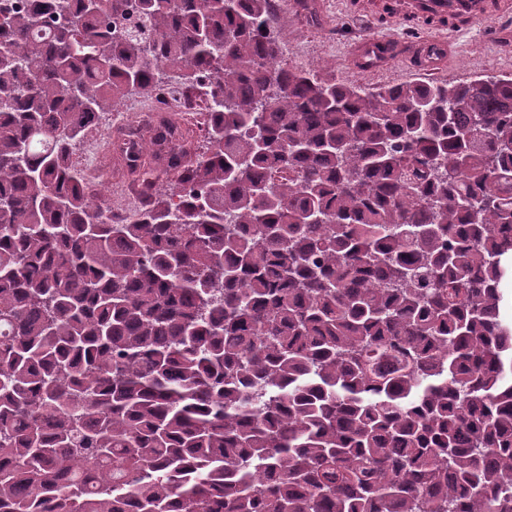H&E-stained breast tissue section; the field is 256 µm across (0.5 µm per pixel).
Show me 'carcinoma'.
<instances>
[{"label":"carcinoma","mask_w":512,"mask_h":512,"mask_svg":"<svg viewBox=\"0 0 512 512\" xmlns=\"http://www.w3.org/2000/svg\"><path fill=\"white\" fill-rule=\"evenodd\" d=\"M0 512H512V76L370 91L271 0L0 4ZM210 106L115 152L94 120ZM200 103L201 98L196 92L184 93V104L180 117L183 127L189 132L188 139L184 143L187 152H190L205 130V112L207 110L204 114H199L197 110Z\"/></svg>","instance_id":"1"}]
</instances>
